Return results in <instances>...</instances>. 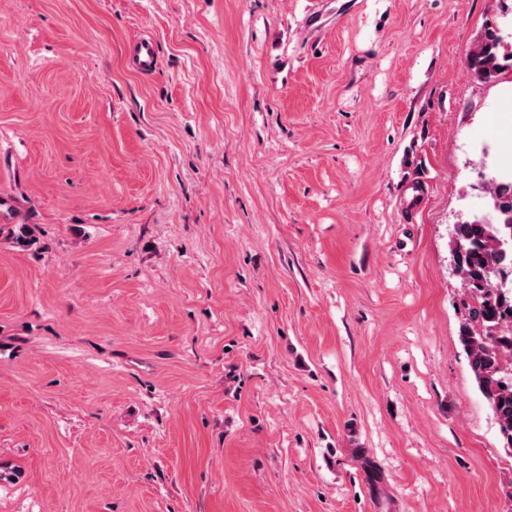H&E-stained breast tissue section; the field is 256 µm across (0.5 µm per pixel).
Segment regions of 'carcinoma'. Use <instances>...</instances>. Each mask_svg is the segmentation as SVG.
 Segmentation results:
<instances>
[{"label": "carcinoma", "instance_id": "1", "mask_svg": "<svg viewBox=\"0 0 512 512\" xmlns=\"http://www.w3.org/2000/svg\"><path fill=\"white\" fill-rule=\"evenodd\" d=\"M507 37L512 32L502 28L485 31L468 59L477 78L493 82L512 66V53L504 52ZM489 193L496 220L454 225L451 246L466 288L460 341L505 446L512 448V288L496 287L512 275V185L491 180Z\"/></svg>", "mask_w": 512, "mask_h": 512}]
</instances>
